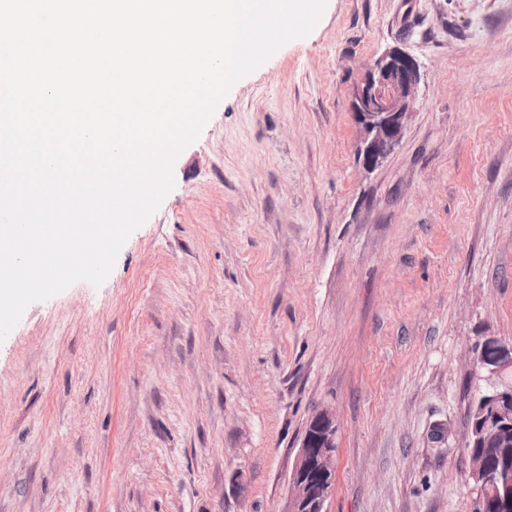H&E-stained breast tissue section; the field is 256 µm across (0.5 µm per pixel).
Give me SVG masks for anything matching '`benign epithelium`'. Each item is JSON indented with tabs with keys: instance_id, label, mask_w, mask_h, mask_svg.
Instances as JSON below:
<instances>
[{
	"instance_id": "benign-epithelium-1",
	"label": "benign epithelium",
	"mask_w": 512,
	"mask_h": 512,
	"mask_svg": "<svg viewBox=\"0 0 512 512\" xmlns=\"http://www.w3.org/2000/svg\"><path fill=\"white\" fill-rule=\"evenodd\" d=\"M365 75L354 101L360 129L357 155L368 170L379 167L401 143L416 101L420 71L405 51L393 48L364 64ZM472 367L484 382V409L473 427L500 432L512 427V340L483 338L472 358ZM335 414L327 408L309 417L288 479L287 494L277 512H327L335 490ZM468 479L480 483L486 496L500 481L484 458L466 452Z\"/></svg>"
}]
</instances>
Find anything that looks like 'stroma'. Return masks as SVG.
I'll use <instances>...</instances> for the list:
<instances>
[{"instance_id":"35a3bbf8","label":"stroma","mask_w":512,"mask_h":512,"mask_svg":"<svg viewBox=\"0 0 512 512\" xmlns=\"http://www.w3.org/2000/svg\"><path fill=\"white\" fill-rule=\"evenodd\" d=\"M420 67L360 164L367 59ZM101 285L0 342V512H277L336 416L329 512H474L485 336L512 340V0H326L232 84Z\"/></svg>"}]
</instances>
